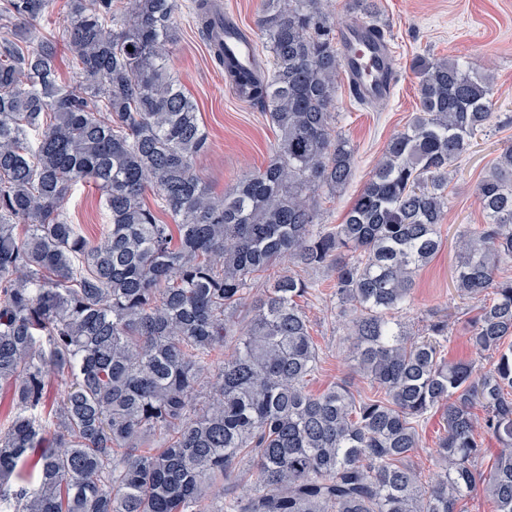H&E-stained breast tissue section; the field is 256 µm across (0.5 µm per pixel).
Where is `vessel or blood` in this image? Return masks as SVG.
Listing matches in <instances>:
<instances>
[{"instance_id":"1","label":"vessel or blood","mask_w":512,"mask_h":512,"mask_svg":"<svg viewBox=\"0 0 512 512\" xmlns=\"http://www.w3.org/2000/svg\"><path fill=\"white\" fill-rule=\"evenodd\" d=\"M353 26L336 33V43L346 63V73L355 93L367 101L386 97L392 86L385 75L394 71L396 62L388 43L358 40Z\"/></svg>"}]
</instances>
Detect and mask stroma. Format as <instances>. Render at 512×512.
<instances>
[{
	"mask_svg": "<svg viewBox=\"0 0 512 512\" xmlns=\"http://www.w3.org/2000/svg\"><path fill=\"white\" fill-rule=\"evenodd\" d=\"M380 25L396 57L397 79L385 100L362 105L341 82L335 102V126L356 148L355 175L336 195H319L321 223H342L370 173L382 159L391 136L401 132L419 108L417 75L411 61L465 57L479 72L490 75L494 109L489 130L477 137L450 173L448 203L442 234L446 243L415 278L412 302L401 314L417 329L444 312H452L448 355L466 358L469 327L458 306L451 272L456 261L455 239L466 224L483 223L475 189L495 162L501 146L512 140V0H379ZM168 66L197 102L208 132V143L196 159V169L215 196H223L245 175L265 167L273 154L278 132L258 109L241 100L211 61L190 10L177 17L176 39ZM66 212L83 235L99 236L110 222L99 191L78 185ZM315 289L301 303L320 349V365L309 387L320 392L331 384L350 382L355 395H368L366 379L353 371L347 350L346 320L338 314L335 275L323 268L313 275Z\"/></svg>",
	"mask_w": 512,
	"mask_h": 512,
	"instance_id": "stroma-1",
	"label": "stroma"
}]
</instances>
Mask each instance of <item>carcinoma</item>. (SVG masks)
<instances>
[{
	"mask_svg": "<svg viewBox=\"0 0 512 512\" xmlns=\"http://www.w3.org/2000/svg\"><path fill=\"white\" fill-rule=\"evenodd\" d=\"M53 2L0 0V389L12 404L0 505L457 512L480 488L512 512V143L476 187L484 223L457 237L455 288L488 368L445 357L448 317L418 334L398 320L442 247L448 175L490 121V79L467 61L415 57L419 111L329 228L315 195L352 180L355 148L333 127L344 59L324 0H263L268 69L257 56L231 60L215 0H191L215 64L279 132L268 165L222 197L196 172L207 132L166 65L183 0H63L76 84L38 29ZM352 2L362 36H384L377 0ZM79 184L95 186L111 216L95 238L63 210ZM148 191L171 223L158 222ZM284 257L292 268L248 298ZM321 268L334 271L369 396L344 382L307 389L320 349L297 300ZM59 377L67 390L44 417ZM433 412L445 423L442 474L425 479L413 457ZM482 433L499 444L487 470ZM31 450L34 484H11ZM251 469L258 482L243 499Z\"/></svg>",
	"mask_w": 512,
	"mask_h": 512,
	"instance_id": "1",
	"label": "carcinoma"
}]
</instances>
